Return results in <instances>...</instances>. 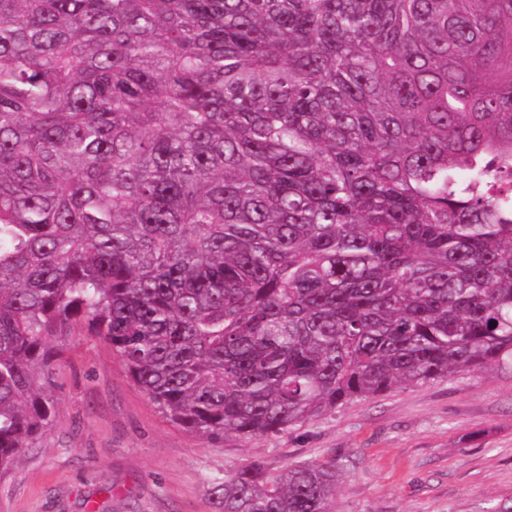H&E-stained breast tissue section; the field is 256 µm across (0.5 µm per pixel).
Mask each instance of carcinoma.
Returning a JSON list of instances; mask_svg holds the SVG:
<instances>
[{"label": "carcinoma", "instance_id": "obj_1", "mask_svg": "<svg viewBox=\"0 0 512 512\" xmlns=\"http://www.w3.org/2000/svg\"><path fill=\"white\" fill-rule=\"evenodd\" d=\"M80 326L205 439L512 367V0H0L1 471Z\"/></svg>", "mask_w": 512, "mask_h": 512}]
</instances>
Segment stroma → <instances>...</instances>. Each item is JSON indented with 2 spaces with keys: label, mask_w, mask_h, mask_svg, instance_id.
<instances>
[{
  "label": "stroma",
  "mask_w": 512,
  "mask_h": 512,
  "mask_svg": "<svg viewBox=\"0 0 512 512\" xmlns=\"http://www.w3.org/2000/svg\"><path fill=\"white\" fill-rule=\"evenodd\" d=\"M50 430L0 473V512H213L208 479L342 458L334 512H512V369L355 401L288 432L204 440L169 422L103 339L76 329L43 384Z\"/></svg>",
  "instance_id": "35a3bbf8"
}]
</instances>
